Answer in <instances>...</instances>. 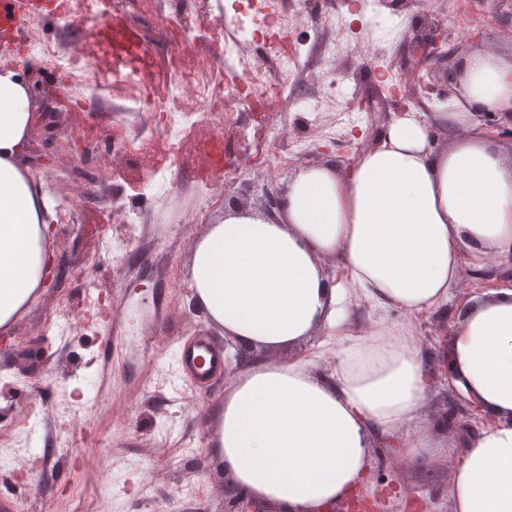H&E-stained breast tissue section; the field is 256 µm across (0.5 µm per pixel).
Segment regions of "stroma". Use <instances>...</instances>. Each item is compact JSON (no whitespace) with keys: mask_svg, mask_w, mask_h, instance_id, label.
<instances>
[{"mask_svg":"<svg viewBox=\"0 0 512 512\" xmlns=\"http://www.w3.org/2000/svg\"><path fill=\"white\" fill-rule=\"evenodd\" d=\"M67 2L69 20L43 13L22 36L61 51L76 43L84 47L88 68L74 72L69 85H61V72L36 53H0L2 64L35 65L27 77L39 101H52L55 113L38 116L30 164L55 199L73 204L71 221L53 226L60 284L41 289L11 327L9 346L0 350V507L72 512L80 501L86 512H165L169 507L225 512L230 495L224 470L207 440L227 381L243 365L228 356L223 379L204 388L177 371L182 338L224 337L191 300L186 276L191 248L224 196L237 194L243 182L283 190L294 168L351 157L385 130L395 115L390 87L407 79L412 12L391 9L387 0H333L301 9L289 36L300 44L301 55L289 71L279 68L262 39L246 41L257 66L287 86L275 105L282 140L268 170L225 182L220 194L201 205L194 193L195 145L218 135L227 157L242 154L254 130L251 111L241 103L228 106L229 134L220 125L186 127L181 155L170 154L162 141L150 155L138 153L153 127L128 114L133 89L114 82L119 61L99 51L96 32L106 24L125 41L146 48V58L134 65L162 95L197 59L214 54L243 0H209L212 21L187 36L176 19L193 11L197 0H134L122 14L108 9L90 14L82 0ZM331 7L342 15L343 27H325ZM469 25L486 31L487 45L511 47L512 0H487ZM322 57L331 59V68L319 65ZM82 84L104 92L80 112L71 108L70 98ZM327 99L335 101V110L307 111V104ZM50 118L61 134H78V149L46 157L42 128ZM158 181L165 185V197L148 190ZM158 239L167 241L166 250L153 249ZM105 241L124 245L123 264H113L102 251ZM466 298L465 290L455 288L448 313L435 311L414 321L432 371H441L447 361L453 311ZM471 410L469 401L438 382L427 398V425L441 427L446 414L455 413V433L466 441L470 430L482 425ZM392 453L387 441L375 444L360 496L374 497L390 486L394 492L381 497V512H410L415 497L422 500V512H453L447 449H433L421 470L391 467L386 459ZM198 484L204 495L192 494Z\"/></svg>","mask_w":512,"mask_h":512,"instance_id":"35a3bbf8","label":"stroma"}]
</instances>
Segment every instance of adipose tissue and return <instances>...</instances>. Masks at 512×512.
Instances as JSON below:
<instances>
[{
	"label": "adipose tissue",
	"instance_id": "ef3b65f1",
	"mask_svg": "<svg viewBox=\"0 0 512 512\" xmlns=\"http://www.w3.org/2000/svg\"><path fill=\"white\" fill-rule=\"evenodd\" d=\"M453 109L394 116L346 166L298 169L274 215L227 207L192 249L196 306L252 360L224 390L212 448L235 485L272 512H328L366 477L375 442L426 462L455 445L424 422L425 348L409 317L444 308L464 268L512 261V152L479 111H512V50L462 47ZM39 105L20 70L0 66V334L36 299L51 253L56 202L29 164ZM453 132L433 152V134ZM346 280L331 284L325 258ZM381 316L348 323L347 295ZM398 310L402 322L385 314ZM331 361L271 359L318 330ZM452 384L487 424L449 459L453 512H512V288L458 309Z\"/></svg>",
	"mask_w": 512,
	"mask_h": 512
}]
</instances>
